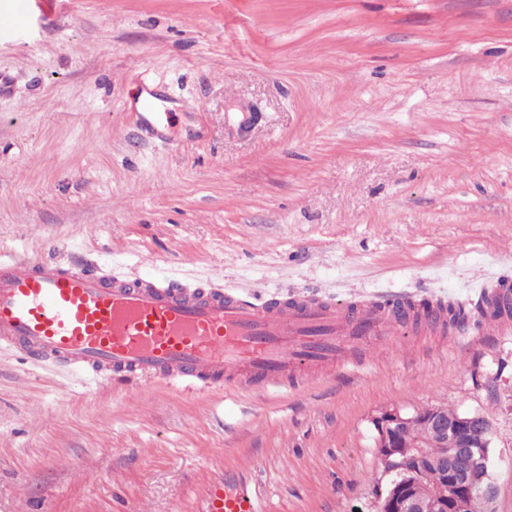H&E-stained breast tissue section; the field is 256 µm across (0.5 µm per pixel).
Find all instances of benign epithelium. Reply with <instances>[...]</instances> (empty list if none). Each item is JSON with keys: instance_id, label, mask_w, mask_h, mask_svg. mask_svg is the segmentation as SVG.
<instances>
[{"instance_id": "7a95c632", "label": "benign epithelium", "mask_w": 512, "mask_h": 512, "mask_svg": "<svg viewBox=\"0 0 512 512\" xmlns=\"http://www.w3.org/2000/svg\"><path fill=\"white\" fill-rule=\"evenodd\" d=\"M425 421L434 440L421 443L413 435L416 419ZM380 462L376 512H495L496 489L491 475L492 424L478 412L450 416L441 406L425 414L396 408L374 419ZM444 470V480L421 498L411 487L430 468Z\"/></svg>"}]
</instances>
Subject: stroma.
Returning a JSON list of instances; mask_svg holds the SVG:
<instances>
[{
    "instance_id": "stroma-1",
    "label": "stroma",
    "mask_w": 512,
    "mask_h": 512,
    "mask_svg": "<svg viewBox=\"0 0 512 512\" xmlns=\"http://www.w3.org/2000/svg\"><path fill=\"white\" fill-rule=\"evenodd\" d=\"M147 83L199 104L163 144ZM509 252L512 0H34L0 29V258L460 302ZM428 405L491 419L512 512V327H409L285 392L93 389L3 349L0 512H196L238 474L262 512H373L374 418ZM156 91L154 88L145 90L138 116L141 120V128L150 136L162 138L161 130L164 127V117L167 120L169 112H154Z\"/></svg>"
}]
</instances>
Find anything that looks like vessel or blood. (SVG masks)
<instances>
[{
  "mask_svg": "<svg viewBox=\"0 0 512 512\" xmlns=\"http://www.w3.org/2000/svg\"><path fill=\"white\" fill-rule=\"evenodd\" d=\"M147 89L139 118L160 136L163 113ZM410 297L316 292L268 294L145 278L48 260L0 259V348L69 368L99 388L164 380L184 390L285 391L341 364L376 337L397 335ZM198 512H260L255 494L225 479L207 482Z\"/></svg>",
  "mask_w": 512,
  "mask_h": 512,
  "instance_id": "obj_1",
  "label": "vessel or blood"
}]
</instances>
